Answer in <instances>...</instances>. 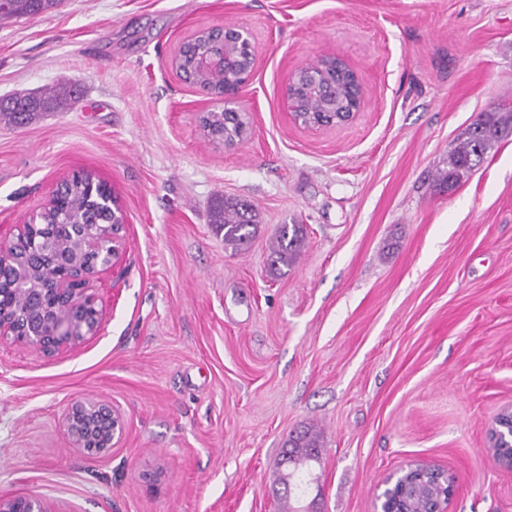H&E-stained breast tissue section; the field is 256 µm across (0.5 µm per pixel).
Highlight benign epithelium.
I'll list each match as a JSON object with an SVG mask.
<instances>
[{"label": "benign epithelium", "instance_id": "benign-epithelium-1", "mask_svg": "<svg viewBox=\"0 0 512 512\" xmlns=\"http://www.w3.org/2000/svg\"><path fill=\"white\" fill-rule=\"evenodd\" d=\"M245 78L239 85L224 90L217 98L222 112L228 108L241 111L239 96L248 85ZM289 117L307 127H321L319 123L306 120L300 104L292 91L284 96ZM108 239L111 249L102 253L101 240L87 231V226H75L73 238L80 241L84 250L98 255V263L91 268H80L76 262L63 258L40 264L38 274L47 282L27 302L31 320L18 327L13 307L5 301L4 290H0V340L10 339L52 357L60 350L73 347L87 337L97 334L100 312L93 298L87 294L86 285L101 270L116 264L119 253L120 225L109 224ZM69 447L84 456H104L119 446L125 432V419L120 409L112 403L92 397L73 400L61 419ZM429 481L441 489L440 506L434 512H443L453 493L454 480L448 474L418 463H410L384 481V490L379 495L380 512H399L397 502L403 497L406 485L412 480ZM0 512H58L54 506L41 498L16 495L0 497Z\"/></svg>", "mask_w": 512, "mask_h": 512}]
</instances>
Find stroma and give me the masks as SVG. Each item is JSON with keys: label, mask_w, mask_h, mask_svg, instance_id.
Listing matches in <instances>:
<instances>
[{"label": "stroma", "mask_w": 512, "mask_h": 512, "mask_svg": "<svg viewBox=\"0 0 512 512\" xmlns=\"http://www.w3.org/2000/svg\"><path fill=\"white\" fill-rule=\"evenodd\" d=\"M250 31L251 132L212 143L213 100L172 66L198 30ZM331 54L364 95L339 127L284 106L291 72ZM69 112L0 123V241L77 172L111 187L116 270L88 284L100 330L47 358L0 341V496L57 512H279L287 436L321 434L319 512H375L412 462L456 479L446 512H512L489 429L512 409V136L457 186L448 151L512 109V0H63L0 18V98L60 81ZM253 204L249 248L213 230L215 198ZM305 227L267 275L280 225ZM93 397L126 421L87 457L60 419ZM304 241L303 225H280L270 254L269 273L272 277L288 273V269L295 265L300 256Z\"/></svg>", "instance_id": "1"}]
</instances>
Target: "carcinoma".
<instances>
[{
    "mask_svg": "<svg viewBox=\"0 0 512 512\" xmlns=\"http://www.w3.org/2000/svg\"><path fill=\"white\" fill-rule=\"evenodd\" d=\"M62 0H0V17L26 18L56 10ZM218 40L211 32H201L194 39L184 43L179 51L178 70L186 79L201 84L218 96L224 85L236 80L239 72L250 66L246 53L239 57V67L235 71L215 70L202 73L197 69L196 57L203 51L217 48ZM303 111L321 119L329 116L327 101L310 94L304 86H299ZM78 85L61 81L43 91H20L9 96L13 105L0 106V117L16 127H24L36 121L45 112H65L80 99ZM200 123L207 136L214 141L235 137L239 140L247 136V117L237 112H206ZM512 134V110L498 109L481 112L470 124L466 138L448 150V168L441 171L436 179L437 186H450L481 164L485 156L502 139ZM106 196L100 191V183L92 174L82 173L65 182L62 197H54L42 212L37 222L27 225L23 238L14 253L15 263L26 267L32 257L27 243L33 238L59 237L65 232V225L82 222L91 225V230L104 236L98 225L112 220V211L105 205ZM210 224L216 233L224 235V245L240 249L247 245L257 231L256 214L252 205L237 198H219L210 206ZM305 233L301 224H282L278 228L273 243L269 273L280 277L295 265L304 247ZM321 441L319 434L308 428L288 436L283 444L282 459L275 483L280 500L297 502V497L288 493L289 474L310 472L312 464L320 461ZM437 496L428 483H415L399 507L402 512H428L432 498Z\"/></svg>",
    "mask_w": 512,
    "mask_h": 512,
    "instance_id": "1",
    "label": "carcinoma"
}]
</instances>
